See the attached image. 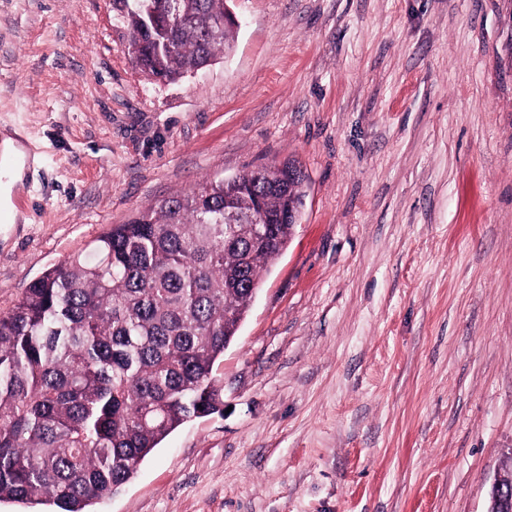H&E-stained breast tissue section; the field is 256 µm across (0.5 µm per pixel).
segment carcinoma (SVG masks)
Returning <instances> with one entry per match:
<instances>
[{
	"mask_svg": "<svg viewBox=\"0 0 512 512\" xmlns=\"http://www.w3.org/2000/svg\"><path fill=\"white\" fill-rule=\"evenodd\" d=\"M179 8L172 48L135 41L147 75L175 81L232 47L224 0H154ZM152 204L33 281L0 315V501L23 512H95L184 423L223 410L214 376L266 265L288 245L304 175L292 162ZM237 200L263 212L224 232Z\"/></svg>",
	"mask_w": 512,
	"mask_h": 512,
	"instance_id": "cac0c4a2",
	"label": "carcinoma"
}]
</instances>
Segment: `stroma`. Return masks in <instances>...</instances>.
Listing matches in <instances>:
<instances>
[{"instance_id": "stroma-1", "label": "stroma", "mask_w": 512, "mask_h": 512, "mask_svg": "<svg viewBox=\"0 0 512 512\" xmlns=\"http://www.w3.org/2000/svg\"><path fill=\"white\" fill-rule=\"evenodd\" d=\"M173 82L119 0H0V313L111 225L293 161L306 197L187 422L97 512H487L512 467V0H227ZM2 150L5 154L0 153V176L6 172H9L6 181L2 184V192L4 198L7 199L12 192V189L19 183L23 182L26 172V164L28 162V155L25 153L24 147L21 142L9 135L5 134L0 142Z\"/></svg>"}]
</instances>
